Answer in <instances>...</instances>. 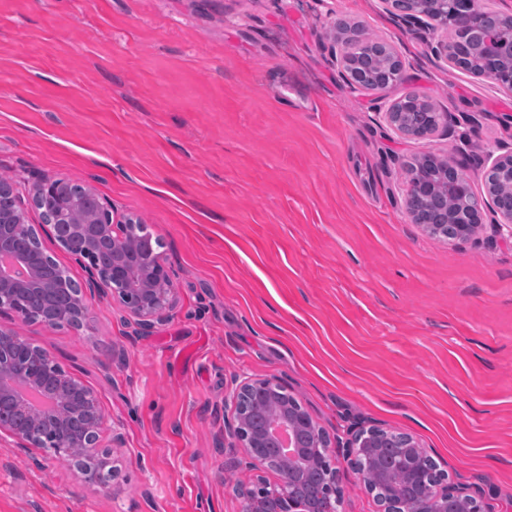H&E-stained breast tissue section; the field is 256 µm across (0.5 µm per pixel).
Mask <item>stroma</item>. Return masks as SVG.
Here are the masks:
<instances>
[{
	"label": "stroma",
	"instance_id": "obj_1",
	"mask_svg": "<svg viewBox=\"0 0 512 512\" xmlns=\"http://www.w3.org/2000/svg\"><path fill=\"white\" fill-rule=\"evenodd\" d=\"M345 20L400 56L349 88ZM382 0H0V175L94 189L161 241L177 307L143 333L92 301L82 329L12 328L91 386L121 435L111 490L0 432V512H241L272 472L222 447L234 392L275 377L328 432L342 512L372 427L413 436L485 512H512V238L413 223L404 163L512 152V94L436 60ZM416 92L448 126L386 110ZM396 102L398 103L394 106L393 113L390 112L393 104L389 107L388 112H386L387 117L391 123L390 116L392 113V122L406 135L426 136V133L430 132L435 125V121L439 119L438 111L434 105L416 94H409L403 100L400 101L399 99ZM439 115L440 119L436 129L448 120L446 113H439Z\"/></svg>",
	"mask_w": 512,
	"mask_h": 512
}]
</instances>
